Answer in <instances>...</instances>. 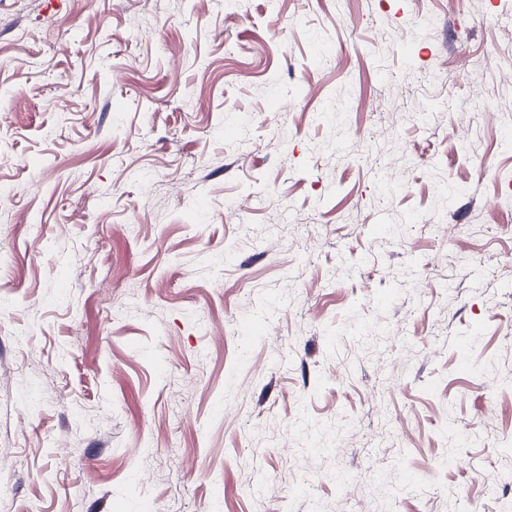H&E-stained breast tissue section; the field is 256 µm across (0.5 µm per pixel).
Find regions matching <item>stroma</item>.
<instances>
[{
    "instance_id": "stroma-1",
    "label": "stroma",
    "mask_w": 512,
    "mask_h": 512,
    "mask_svg": "<svg viewBox=\"0 0 512 512\" xmlns=\"http://www.w3.org/2000/svg\"><path fill=\"white\" fill-rule=\"evenodd\" d=\"M510 171L512 0H0V512H502Z\"/></svg>"
}]
</instances>
